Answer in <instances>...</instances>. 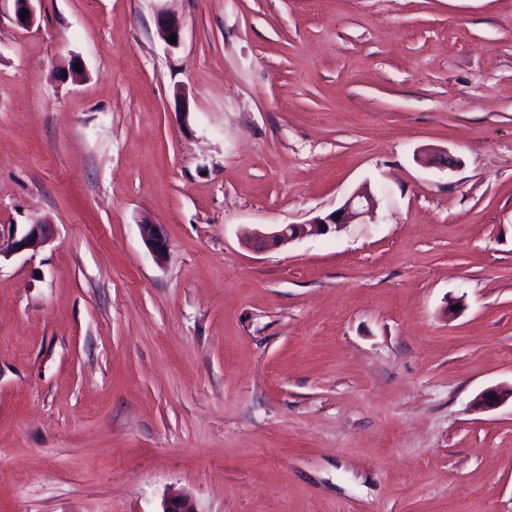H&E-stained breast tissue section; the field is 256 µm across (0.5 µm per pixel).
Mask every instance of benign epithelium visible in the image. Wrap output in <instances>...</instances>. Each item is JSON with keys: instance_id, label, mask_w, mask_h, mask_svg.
Returning a JSON list of instances; mask_svg holds the SVG:
<instances>
[{"instance_id": "benign-epithelium-1", "label": "benign epithelium", "mask_w": 512, "mask_h": 512, "mask_svg": "<svg viewBox=\"0 0 512 512\" xmlns=\"http://www.w3.org/2000/svg\"><path fill=\"white\" fill-rule=\"evenodd\" d=\"M378 207V200L371 189L363 186L356 190L337 210L328 216L315 217L304 224H275L267 231H256L253 240L260 248L284 247L310 236L341 232L347 225L371 215ZM140 235L156 260L163 259L167 247L160 225L144 223L139 225ZM49 225L38 222L29 225L22 233L12 230L0 232V258L10 257L22 251H36L49 240ZM512 399V387L491 388L476 398L475 409H489ZM162 512H195L191 499L185 494H176L163 501Z\"/></svg>"}]
</instances>
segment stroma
Here are the masks:
<instances>
[{"instance_id":"1","label":"stroma","mask_w":512,"mask_h":512,"mask_svg":"<svg viewBox=\"0 0 512 512\" xmlns=\"http://www.w3.org/2000/svg\"><path fill=\"white\" fill-rule=\"evenodd\" d=\"M34 7L0 0V227L53 231L0 260V512H512V404L470 408L512 384V0ZM365 183L374 219L244 238ZM140 235L156 260L163 259L167 247L165 238L160 231V225L144 223L139 225Z\"/></svg>"}]
</instances>
